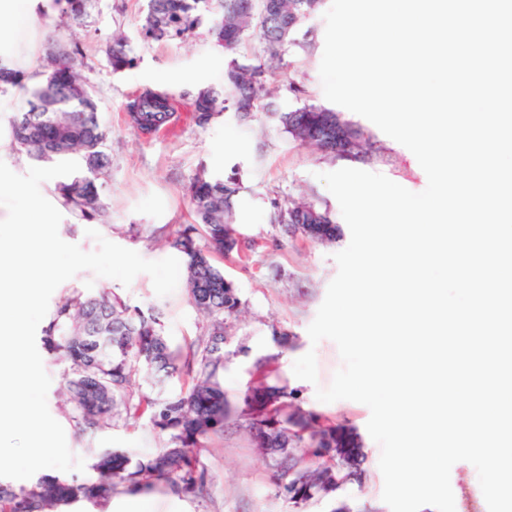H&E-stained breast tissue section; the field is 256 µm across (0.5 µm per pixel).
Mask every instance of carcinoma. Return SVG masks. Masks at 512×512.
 <instances>
[{"mask_svg":"<svg viewBox=\"0 0 512 512\" xmlns=\"http://www.w3.org/2000/svg\"><path fill=\"white\" fill-rule=\"evenodd\" d=\"M55 3L60 15L74 19L85 13L89 0ZM319 4L320 0H148L143 28L155 40L180 38L198 22L200 11L217 15L213 36L231 59L224 90L202 88L194 96L193 112L198 124L204 125L229 107L244 116L265 108L269 69L282 63L292 33ZM252 32L259 35L262 55L252 63H241L233 54ZM129 53L124 37H112L105 48L112 71L130 64ZM80 56L75 45L51 52L44 80L28 91L26 107L11 117L10 126L14 145L32 160L79 158L80 170L57 184L58 197L76 220L98 222L107 217L103 181L111 158L97 102L80 73ZM0 83L22 85L20 72L1 57ZM127 109L142 131L166 125L173 115L169 101L157 99L154 93L139 96ZM328 115L336 116V110L305 105L278 113V121L295 140L318 146ZM342 123L348 138L339 144L337 156L356 158L365 129L350 120ZM239 190L236 178L200 169L188 187L194 223L170 242L184 257L189 303L206 318L202 336L172 343L163 333L158 313L131 307L109 288L64 297L44 330V347L68 365L64 390L70 420L82 430L97 431L146 412L153 429L164 437L162 449L134 461L119 448H94L98 479L90 483L49 475L17 490L0 483V512H51L81 499L98 505L120 489L142 491L162 479L176 491L206 492L210 475L198 452L211 437L224 432L229 404L218 373L231 355L225 346L242 305L213 256L238 249L233 217ZM272 206L275 222L286 235L294 224L334 223L330 210L312 201L275 200ZM182 373L192 376V385L171 396L154 398L140 383L145 377L150 387L161 388ZM252 378L242 427L273 462L277 495L299 504L319 492L318 483L326 472L344 483L357 476L355 459L334 453L327 457L329 464L310 469L306 457L321 458L325 443L336 444V425L297 404L298 393L279 373L276 358L256 361Z\"/></svg>","mask_w":512,"mask_h":512,"instance_id":"obj_1","label":"carcinoma"}]
</instances>
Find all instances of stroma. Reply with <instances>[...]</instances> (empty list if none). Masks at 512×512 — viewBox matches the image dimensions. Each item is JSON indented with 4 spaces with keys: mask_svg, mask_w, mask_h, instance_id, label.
<instances>
[{
    "mask_svg": "<svg viewBox=\"0 0 512 512\" xmlns=\"http://www.w3.org/2000/svg\"><path fill=\"white\" fill-rule=\"evenodd\" d=\"M330 4L331 0H321L319 11L300 24L282 67L269 76L272 111H259L245 119L228 109L204 126L193 119L192 99L205 87L223 89L230 59L210 33L213 14L203 13L200 24L184 37L159 42L143 35L147 0H91L86 15L77 20L61 18L55 6L32 19L20 8L6 22L14 40L1 46L0 52L23 79L21 85L0 90V161L20 175L32 167L31 159L10 148V118L24 104L27 88L37 83L41 60L54 44L78 43L84 62L81 73L97 99L112 157L104 190L110 220L98 227L105 239L151 261L172 256L171 238L191 221L187 186L195 172L203 167L215 174L234 175L241 184L234 215L241 252L214 258L233 283L242 311L227 345L232 355L219 375L232 413L223 436L201 452L211 478L209 491L200 498L160 484L143 501L141 512H333L341 503L351 512H390L381 498V449L367 431L369 408L350 400L324 403L316 397L317 388L330 385L342 360L333 341L312 343L307 328L337 274L334 256L347 247L350 237L342 235L333 243L283 237L272 207L276 199L304 198L340 216L336 198L319 176L349 166L383 174L413 192L427 186V176L413 153L372 122L364 124L369 135L366 152L350 161L300 143L280 126L277 113L326 102L319 67L324 50L323 13ZM115 34L128 38L133 57L132 64L119 72L112 70L104 53ZM146 91L171 97L177 123L173 134L164 138L145 134L130 123L126 106ZM103 287L111 288L129 305L160 312L164 332L173 342L191 341L203 333V318L189 303L185 283H178L171 295L160 297L145 273L126 286L84 270L59 285L50 301L55 304L73 292L93 293ZM311 350L316 353L318 369L314 383L293 373L295 360ZM265 356L275 357L289 386L298 389V403L304 410L352 433L365 453L362 482L346 483L299 505L277 496L275 470L252 445L239 418L253 364ZM42 361L51 378L48 409L63 426L72 454L86 464L77 480L95 478L92 449L121 448L138 458L159 448V436L145 416L106 430L79 431L68 417L64 365L47 354ZM450 482L456 512H488L472 464L456 463Z\"/></svg>",
    "mask_w": 512,
    "mask_h": 512,
    "instance_id": "stroma-1",
    "label": "stroma"
}]
</instances>
